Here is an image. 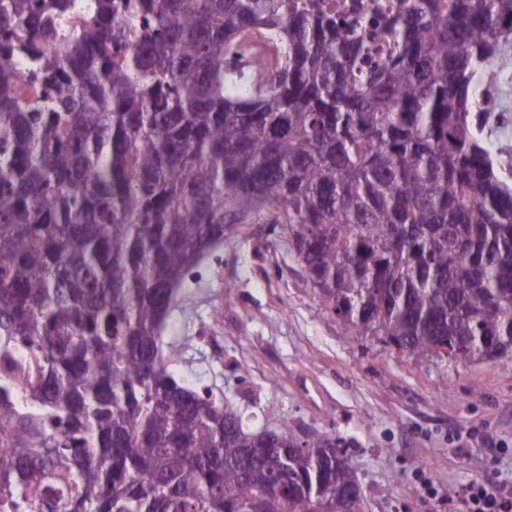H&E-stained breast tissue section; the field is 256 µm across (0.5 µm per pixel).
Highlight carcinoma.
<instances>
[{
    "mask_svg": "<svg viewBox=\"0 0 512 512\" xmlns=\"http://www.w3.org/2000/svg\"><path fill=\"white\" fill-rule=\"evenodd\" d=\"M0 0V495L12 512H338L326 431H249L161 331L256 214L405 356L512 352L484 75L512 0ZM253 449L247 457L243 449Z\"/></svg>",
    "mask_w": 512,
    "mask_h": 512,
    "instance_id": "cac0c4a2",
    "label": "carcinoma"
}]
</instances>
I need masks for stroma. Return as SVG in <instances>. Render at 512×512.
I'll use <instances>...</instances> for the list:
<instances>
[{"label":"stroma","mask_w":512,"mask_h":512,"mask_svg":"<svg viewBox=\"0 0 512 512\" xmlns=\"http://www.w3.org/2000/svg\"><path fill=\"white\" fill-rule=\"evenodd\" d=\"M161 339L249 429L346 438L362 512H460L468 482L512 481V357L421 360L346 334L269 219L237 225L202 261Z\"/></svg>","instance_id":"stroma-1"}]
</instances>
